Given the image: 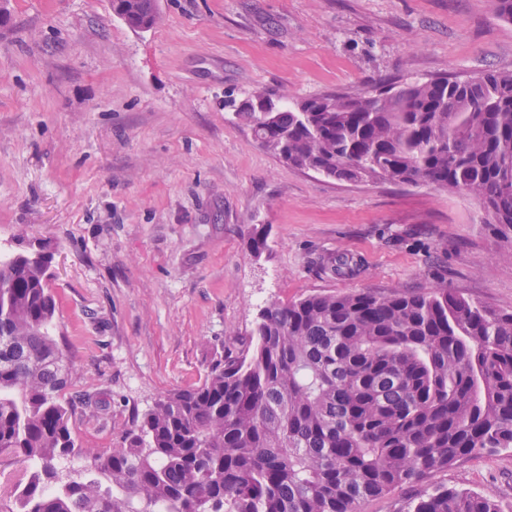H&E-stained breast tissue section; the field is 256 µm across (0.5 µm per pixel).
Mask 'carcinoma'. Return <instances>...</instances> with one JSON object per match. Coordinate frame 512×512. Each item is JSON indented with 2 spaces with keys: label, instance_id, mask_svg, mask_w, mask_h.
<instances>
[{
  "label": "carcinoma",
  "instance_id": "carcinoma-1",
  "mask_svg": "<svg viewBox=\"0 0 512 512\" xmlns=\"http://www.w3.org/2000/svg\"><path fill=\"white\" fill-rule=\"evenodd\" d=\"M134 28L156 0H112ZM242 112L264 148L344 183L428 184L512 227V73L392 82ZM51 257L0 256V453L27 466L18 512H362L484 450L512 448V313L458 295L314 294L259 314L251 340L159 398L121 443L84 446L53 336ZM325 269L354 272L336 255ZM82 459L79 470L60 461ZM407 512H500L444 486Z\"/></svg>",
  "mask_w": 512,
  "mask_h": 512
}]
</instances>
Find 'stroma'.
<instances>
[{"label": "stroma", "mask_w": 512, "mask_h": 512, "mask_svg": "<svg viewBox=\"0 0 512 512\" xmlns=\"http://www.w3.org/2000/svg\"><path fill=\"white\" fill-rule=\"evenodd\" d=\"M0 0V252L45 250L54 334L91 395L72 427L112 448L167 391L198 384L260 310L312 294L447 284L512 312V229L425 185L339 183L288 166L224 107L384 82L512 72L493 0ZM267 249L254 257L249 237ZM353 257L346 277L324 272ZM512 512V449L458 460L367 501L406 512L433 486ZM112 10L134 28H150L158 20L155 0H112Z\"/></svg>", "instance_id": "stroma-1"}]
</instances>
